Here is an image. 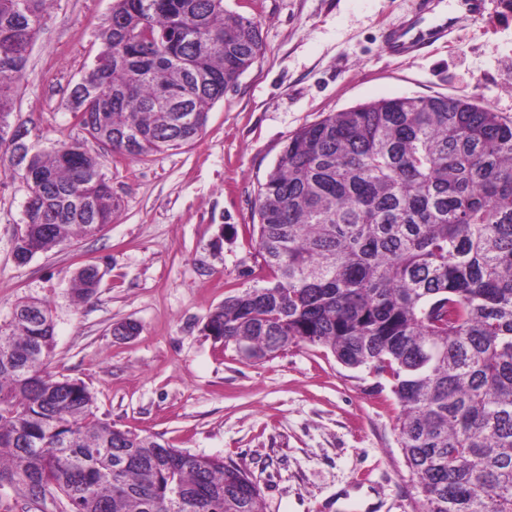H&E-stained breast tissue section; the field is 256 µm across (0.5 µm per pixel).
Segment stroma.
Segmentation results:
<instances>
[{"label": "stroma", "instance_id": "35a3bbf8", "mask_svg": "<svg viewBox=\"0 0 512 512\" xmlns=\"http://www.w3.org/2000/svg\"><path fill=\"white\" fill-rule=\"evenodd\" d=\"M113 3L48 0L9 121L39 149L82 143L119 209L102 233L17 263L28 190L0 150V321L20 300L47 302L49 372L82 381L98 416L122 429L244 466L264 512H412L418 495L386 377L322 347L247 360L204 324L226 297L267 278L257 195L300 128L411 95L468 97L512 121V10L489 0L484 18L459 20L452 39L395 59L383 36L416 0H224L259 22L262 55L195 141L140 160L90 138L66 108ZM85 264L102 279L79 303L72 279ZM124 321L139 325L137 336H113Z\"/></svg>", "mask_w": 512, "mask_h": 512}]
</instances>
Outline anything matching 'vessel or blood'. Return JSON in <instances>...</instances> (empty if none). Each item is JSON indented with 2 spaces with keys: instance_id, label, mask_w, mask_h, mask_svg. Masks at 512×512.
I'll list each match as a JSON object with an SVG mask.
<instances>
[{
  "instance_id": "obj_1",
  "label": "vessel or blood",
  "mask_w": 512,
  "mask_h": 512,
  "mask_svg": "<svg viewBox=\"0 0 512 512\" xmlns=\"http://www.w3.org/2000/svg\"><path fill=\"white\" fill-rule=\"evenodd\" d=\"M485 0H420L418 11L401 30L389 36L387 51L405 56L433 44L447 35L453 19L452 11L482 15Z\"/></svg>"
}]
</instances>
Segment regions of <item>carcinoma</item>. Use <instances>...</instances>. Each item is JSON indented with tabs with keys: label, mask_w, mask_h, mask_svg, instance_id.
I'll list each match as a JSON object with an SVG mask.
<instances>
[{
	"label": "carcinoma",
	"mask_w": 512,
	"mask_h": 512,
	"mask_svg": "<svg viewBox=\"0 0 512 512\" xmlns=\"http://www.w3.org/2000/svg\"><path fill=\"white\" fill-rule=\"evenodd\" d=\"M46 0H0V132ZM98 68L68 109L125 157L178 149L262 52L259 24L224 0H115ZM22 262L118 210L78 143L31 152ZM269 280L224 300L208 335L248 359L322 346L386 374L422 512H512V121L469 98L394 97L288 138L258 192ZM80 301L95 275L76 274ZM47 303L0 322V488L68 512H263L246 468L122 430L80 381L46 371Z\"/></svg>",
	"instance_id": "cac0c4a2"
}]
</instances>
